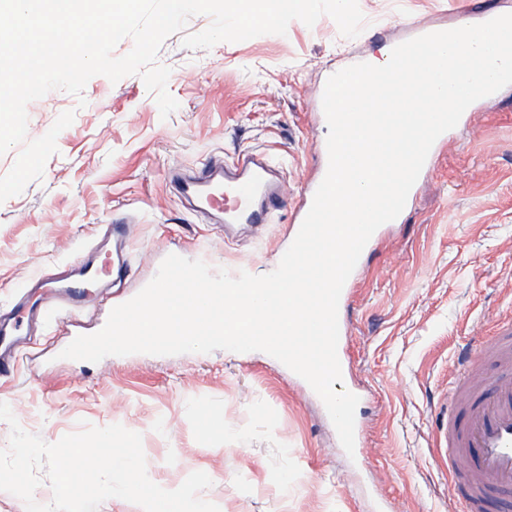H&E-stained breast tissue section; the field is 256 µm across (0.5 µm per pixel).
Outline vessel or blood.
Instances as JSON below:
<instances>
[{
	"mask_svg": "<svg viewBox=\"0 0 512 512\" xmlns=\"http://www.w3.org/2000/svg\"><path fill=\"white\" fill-rule=\"evenodd\" d=\"M317 153L320 164L303 191L299 219L306 217L327 172L326 144H319ZM178 189L195 212L219 214L227 224L269 223L286 199L270 163L262 159L233 170L220 164L205 166ZM126 236L125 220H113L105 230V249L87 253L69 275L42 279V287L55 289L64 307L77 308L90 287L122 282L131 268ZM37 315L32 309L0 317V378L13 374L15 337L24 320ZM444 413V444L449 462L461 466L455 484L468 504L467 512H480L494 494L512 498V326L499 327L489 341L475 337L463 348Z\"/></svg>",
	"mask_w": 512,
	"mask_h": 512,
	"instance_id": "1",
	"label": "vessel or blood"
}]
</instances>
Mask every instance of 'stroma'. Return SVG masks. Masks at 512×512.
I'll return each instance as SVG.
<instances>
[{"label":"stroma","instance_id":"1","mask_svg":"<svg viewBox=\"0 0 512 512\" xmlns=\"http://www.w3.org/2000/svg\"><path fill=\"white\" fill-rule=\"evenodd\" d=\"M354 38L330 16L294 20L285 34L184 46L209 16L189 18L161 45L167 89L179 107L162 117L137 75L92 77L82 95L53 90L27 106L28 139L63 112L41 178L0 203V312L20 305L26 283L59 272L91 246L122 208L133 267L122 282L42 323L15 378L0 380L23 429L49 443L83 424L140 433L149 478L167 490L193 472L212 484L220 512H462L440 460V403L459 350L489 323L512 322V85L471 108L472 124L448 137L401 223L367 253L345 312L343 385L364 389L355 422L362 456L350 458L320 397L262 351L61 358L76 333L104 326L113 304L134 297L165 254L209 248L211 268L260 276L289 244L288 226L318 162L323 132L311 123L324 70L357 62L413 26L471 21L465 0H358ZM265 153L288 204L265 225L206 219L177 192V176L213 157ZM222 419L211 434L201 416Z\"/></svg>","mask_w":512,"mask_h":512}]
</instances>
